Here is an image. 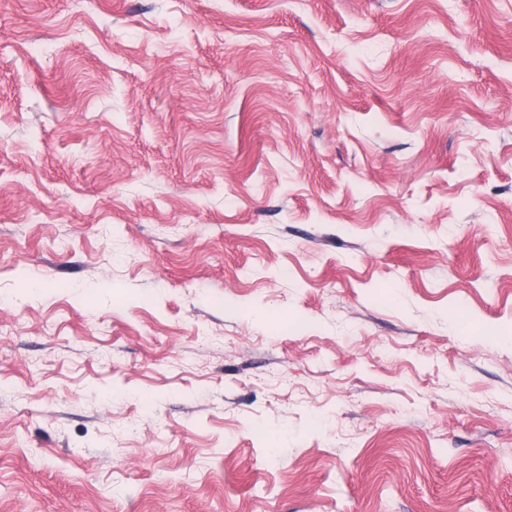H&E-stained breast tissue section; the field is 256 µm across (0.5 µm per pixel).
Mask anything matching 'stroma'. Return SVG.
Here are the masks:
<instances>
[{
    "label": "stroma",
    "mask_w": 512,
    "mask_h": 512,
    "mask_svg": "<svg viewBox=\"0 0 512 512\" xmlns=\"http://www.w3.org/2000/svg\"><path fill=\"white\" fill-rule=\"evenodd\" d=\"M512 0H0V512H512Z\"/></svg>",
    "instance_id": "1"
}]
</instances>
